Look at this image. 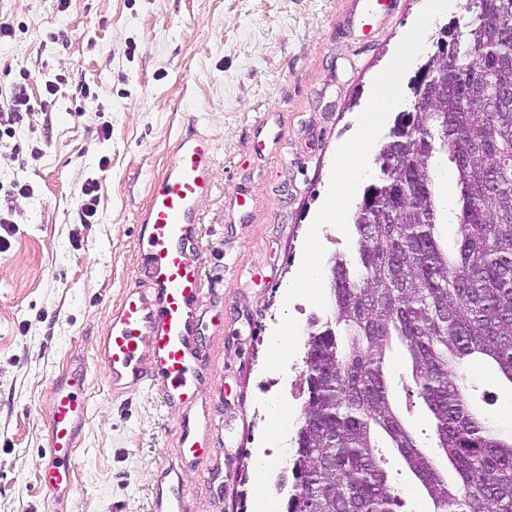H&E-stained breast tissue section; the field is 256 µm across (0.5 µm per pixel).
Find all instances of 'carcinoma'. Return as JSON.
Masks as SVG:
<instances>
[{
  "label": "carcinoma",
  "instance_id": "cac0c4a2",
  "mask_svg": "<svg viewBox=\"0 0 512 512\" xmlns=\"http://www.w3.org/2000/svg\"><path fill=\"white\" fill-rule=\"evenodd\" d=\"M462 21L418 129L381 141L379 175L362 194L372 202L352 214L355 254L328 260V313L304 346L286 512H403L380 448L402 457L433 512H512V437L471 411L463 370L478 354L512 383V40L501 30L512 26V0H479ZM440 155L456 169L453 252L436 234ZM394 343L452 485L394 405Z\"/></svg>",
  "mask_w": 512,
  "mask_h": 512
}]
</instances>
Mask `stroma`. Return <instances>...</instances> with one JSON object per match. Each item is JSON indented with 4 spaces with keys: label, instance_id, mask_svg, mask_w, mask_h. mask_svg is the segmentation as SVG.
Returning a JSON list of instances; mask_svg holds the SVG:
<instances>
[{
    "label": "stroma",
    "instance_id": "1",
    "mask_svg": "<svg viewBox=\"0 0 512 512\" xmlns=\"http://www.w3.org/2000/svg\"><path fill=\"white\" fill-rule=\"evenodd\" d=\"M353 0H0V94L24 82L33 99L64 79L55 104L0 138V216L14 234L0 252V512H54L37 480L45 407L71 353L88 357L90 419L64 512H153L159 471L181 456V413L151 384L120 398L92 342L133 285L137 220L180 134L216 147L214 194L201 210L208 273L203 345L216 378L215 419L185 469L186 512H240L255 492V450L268 400L299 414L302 355L265 370L282 296L324 202L337 147L356 131L375 77L392 61L424 0H401L372 33L350 30ZM89 96H81V89ZM109 136H102V127ZM98 179L93 223L81 188ZM29 195H8L13 181ZM396 406L417 437L431 418L388 356ZM475 414L512 433V385L473 363ZM232 428L234 447L224 445ZM408 512H432L393 449H382Z\"/></svg>",
    "mask_w": 512,
    "mask_h": 512
}]
</instances>
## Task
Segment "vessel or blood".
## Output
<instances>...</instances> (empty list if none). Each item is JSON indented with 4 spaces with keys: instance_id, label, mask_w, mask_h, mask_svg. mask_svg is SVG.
I'll use <instances>...</instances> for the list:
<instances>
[{
    "instance_id": "vessel-or-blood-1",
    "label": "vessel or blood",
    "mask_w": 512,
    "mask_h": 512,
    "mask_svg": "<svg viewBox=\"0 0 512 512\" xmlns=\"http://www.w3.org/2000/svg\"><path fill=\"white\" fill-rule=\"evenodd\" d=\"M357 22L372 28L394 15L398 0H357ZM214 148L198 133L180 135L173 159L155 181L149 206L140 214L138 274L133 288L113 309L97 336L94 354L111 389L135 390L152 383L165 404L181 410L177 426L185 456L201 446L203 390L212 371L203 353L199 296L206 269L191 262L200 252L199 209L212 195ZM89 382L83 355L53 381L45 408L46 435L38 464L39 482L56 508L75 491L76 452L89 420ZM184 470L169 463L158 477L155 512H184Z\"/></svg>"
}]
</instances>
